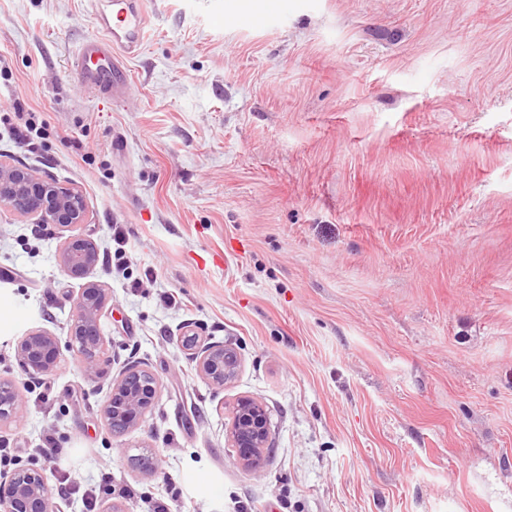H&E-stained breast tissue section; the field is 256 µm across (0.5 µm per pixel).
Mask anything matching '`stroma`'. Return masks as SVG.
I'll list each match as a JSON object with an SVG mask.
<instances>
[{"mask_svg": "<svg viewBox=\"0 0 512 512\" xmlns=\"http://www.w3.org/2000/svg\"><path fill=\"white\" fill-rule=\"evenodd\" d=\"M149 0L131 94L89 98L73 60L90 0H0V161L86 198L109 302L103 374L68 329L64 232L0 208V377L26 400L7 460L63 512H512V0ZM236 348L223 388L179 344ZM33 330L61 364L27 376ZM158 393L101 415L128 364ZM273 450L236 460L239 397ZM52 446L44 456V446ZM153 452L157 473L136 465ZM35 112L25 109L21 103H16L14 111L4 113L1 121L8 123L16 142L35 149L34 136L39 137V129L35 120ZM15 353L20 366L32 378L55 372L61 363L57 336L44 330L21 337ZM155 376L138 365H127L110 386L103 418L111 432L120 434L134 428L153 404L157 393Z\"/></svg>", "mask_w": 512, "mask_h": 512, "instance_id": "1", "label": "stroma"}]
</instances>
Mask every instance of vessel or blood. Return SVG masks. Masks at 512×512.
<instances>
[{
  "mask_svg": "<svg viewBox=\"0 0 512 512\" xmlns=\"http://www.w3.org/2000/svg\"><path fill=\"white\" fill-rule=\"evenodd\" d=\"M93 20L94 31L78 50L77 83L93 97L124 101L130 93L126 63L146 45V0H100Z\"/></svg>",
  "mask_w": 512,
  "mask_h": 512,
  "instance_id": "vessel-or-blood-1",
  "label": "vessel or blood"
}]
</instances>
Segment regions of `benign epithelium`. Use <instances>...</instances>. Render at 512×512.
Wrapping results in <instances>:
<instances>
[{"label": "benign epithelium", "instance_id": "7a95c632", "mask_svg": "<svg viewBox=\"0 0 512 512\" xmlns=\"http://www.w3.org/2000/svg\"><path fill=\"white\" fill-rule=\"evenodd\" d=\"M0 207L20 215L34 217L36 224H53L68 232L59 257L66 275L84 279L83 288L74 301L69 328V346L74 350L89 378L98 375L105 359L106 338L100 330V318L108 295L105 289L89 280L99 261L97 242L81 231L87 223V204L83 195L46 178L26 166L0 162ZM183 346L197 373L212 386L224 387L235 377L239 358L234 348L222 342L199 343L195 334L183 336ZM15 353L23 370L31 377L49 375L61 363L59 340L38 330L19 339ZM155 376L137 365H128L114 379L103 408V418L111 432L120 434L135 427L153 404L157 393ZM25 409V400L16 384L0 379V424L13 421ZM232 447L238 461L248 470L258 468L256 460L271 451L270 417L259 400H238L231 426ZM48 476L38 468L14 470L7 486L0 487V512H52Z\"/></svg>", "mask_w": 512, "mask_h": 512}]
</instances>
